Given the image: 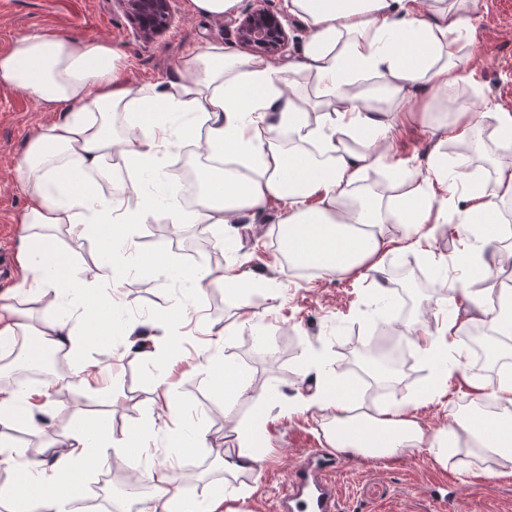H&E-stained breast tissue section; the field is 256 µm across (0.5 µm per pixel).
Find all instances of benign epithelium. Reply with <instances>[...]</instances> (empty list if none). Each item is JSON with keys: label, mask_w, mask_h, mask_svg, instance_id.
<instances>
[{"label": "benign epithelium", "mask_w": 512, "mask_h": 512, "mask_svg": "<svg viewBox=\"0 0 512 512\" xmlns=\"http://www.w3.org/2000/svg\"><path fill=\"white\" fill-rule=\"evenodd\" d=\"M136 32L152 39L166 32L173 23L171 0H116ZM235 36L241 46L262 56L286 51L289 32L284 18L264 7H255L235 20Z\"/></svg>", "instance_id": "benign-epithelium-1"}]
</instances>
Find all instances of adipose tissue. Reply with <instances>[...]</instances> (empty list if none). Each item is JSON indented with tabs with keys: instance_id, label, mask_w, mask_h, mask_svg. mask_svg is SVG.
<instances>
[{
	"instance_id": "obj_1",
	"label": "adipose tissue",
	"mask_w": 512,
	"mask_h": 512,
	"mask_svg": "<svg viewBox=\"0 0 512 512\" xmlns=\"http://www.w3.org/2000/svg\"><path fill=\"white\" fill-rule=\"evenodd\" d=\"M476 4L283 0L284 12L313 31L299 61L279 66L213 45L188 56L176 77L141 86L125 81L122 56L110 43L79 45L57 35L16 40L0 54V82L25 90L60 116L32 138L20 166L19 188L29 203L16 254L19 283L11 302L0 304V359L10 356L18 337L36 336L43 346L67 350L77 361L79 384L97 388V367L84 351L115 296L91 293L89 282L71 272L51 231L64 224L100 225L105 260L96 278H114L111 257L119 251L148 264L128 228L165 223L177 230L186 223L179 186L167 184L161 199L147 184L167 183L163 158L183 143L199 142L210 160L226 164L223 179L201 180L194 202L201 222L229 227L244 213L277 206L287 241L280 255L297 267L380 274L390 253L432 256L433 225L451 223L462 245L456 257L461 274L449 279L433 329L413 327L409 338L434 368L421 395H436L463 364L459 337L468 325L478 322L512 336V289L490 294L473 287L512 263V247L504 244L512 230L499 214L501 205L512 203V144L503 138L512 131V111L485 97L472 106L458 103L461 86L479 84L467 52ZM297 72L312 80L315 100L294 92L291 76ZM365 75L376 78L375 87L362 83ZM427 95L442 100L447 112L433 124L439 140L462 144L463 154L449 161L430 154L424 169L403 172L401 193L374 187L360 194L370 169H394L390 149L406 109ZM118 154L132 163L117 178L112 158ZM481 156L494 161L493 181L473 177V161ZM387 224L411 230L400 242L385 234ZM41 300L57 316L36 328L26 307ZM192 315V308L178 305L169 319L129 324L124 354L160 361L172 346V323ZM314 373L315 393L294 407L323 411L324 436L337 452L392 455L425 447L444 461L450 449L464 446L481 459L512 462L511 371L490 386L473 381L470 411L430 437L411 417L409 403L359 411L354 388L339 385L326 365H316ZM55 385L44 380L35 393L0 387V426L49 414ZM484 392L496 402V413L481 409ZM102 435L100 423L86 422L41 448L39 460L19 467L16 479L0 486V512H75L71 478L108 462ZM223 462L229 483L202 500L185 498L162 466L136 470L134 481L153 488V512H222L225 497L244 495L233 480L254 471L257 459L228 451Z\"/></svg>"
}]
</instances>
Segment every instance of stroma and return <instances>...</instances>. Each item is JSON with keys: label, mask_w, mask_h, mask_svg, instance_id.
<instances>
[{"label": "stroma", "mask_w": 512, "mask_h": 512, "mask_svg": "<svg viewBox=\"0 0 512 512\" xmlns=\"http://www.w3.org/2000/svg\"><path fill=\"white\" fill-rule=\"evenodd\" d=\"M172 11L170 29L148 41L138 36L116 0H0V53L17 38L38 33L78 43L106 41L121 52L127 80L144 85L172 77L188 54L208 46L217 44L241 52L230 18L192 13L189 0H173ZM469 51L477 61L483 85L477 91L461 88L460 104H472L483 95L512 110V0H479L476 37ZM415 110L392 144L393 154L409 167L425 161L431 149L445 156L450 153L425 119L429 113L441 114V103H420ZM57 117V112L42 107L26 91L0 84V237L10 250L18 248L21 217L28 205L18 189V167L31 138ZM282 218L280 210L268 208L245 217L236 237L222 239L216 238L211 225L194 221L177 231L168 224L133 225L130 233L140 252L159 251L175 266L215 276L225 266L238 263L255 286L242 302L221 286L197 290L145 265L122 277L121 303L113 312L114 318L123 322L142 323L163 318L175 302L197 303L195 318L173 330L179 360L171 379L186 420L184 426L204 429L209 445L169 457L167 450L179 428L173 423L152 432V455L138 464L170 467L182 494L200 500L224 485V470L218 462L223 448L253 454L259 459L255 471L237 479L238 485L249 490L244 499L249 512H272L287 484L288 471L303 449L327 445L320 410L314 407L300 412L287 405L298 392L314 389L308 381L311 356H322L340 379L357 383L365 394L364 405L371 407L415 400L426 380V365L417 357L409 368H396L383 393L368 394L369 384L357 368L362 348L376 331L373 283L352 275L304 277L289 268L272 267ZM53 234L68 250L76 271L95 267L100 261L99 235L91 228L65 226L54 229ZM432 267L429 258L415 253L387 256L385 275L400 287L405 309L395 318L396 336H406L411 323L429 317L440 305L443 288L423 276ZM273 288L279 291L275 300L269 297ZM244 310L259 315L260 320L239 329L222 356L251 372L253 389L229 400L202 366L210 355V341L219 338L225 326ZM481 337L494 346V357L481 360L469 356L464 372L451 377L448 397L412 409V418L426 435L453 425L455 414L469 404V378L489 382L495 367H512V340L503 341L486 331ZM86 356L102 370L103 392H88L75 382L59 384L49 397L51 419L37 425L21 422L7 429L21 459H33L41 446L57 439L60 432L89 420L105 422L108 438L117 440L148 428L159 410L156 368L123 356L118 337L107 331L88 348ZM264 387L284 397L267 416L262 415L255 395ZM343 460L344 467L336 476L341 512H434L430 491L434 484L448 480L460 487V512H512V473L491 474V462L469 448L455 449L444 462L423 448H403L379 459L347 454Z\"/></svg>", "instance_id": "35a3bbf8"}]
</instances>
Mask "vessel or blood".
I'll list each match as a JSON object with an SVG mask.
<instances>
[{
  "label": "vessel or blood",
  "mask_w": 512,
  "mask_h": 512,
  "mask_svg": "<svg viewBox=\"0 0 512 512\" xmlns=\"http://www.w3.org/2000/svg\"><path fill=\"white\" fill-rule=\"evenodd\" d=\"M341 465V460L325 449H307L290 469L274 512H338L333 474Z\"/></svg>",
  "instance_id": "1"
}]
</instances>
